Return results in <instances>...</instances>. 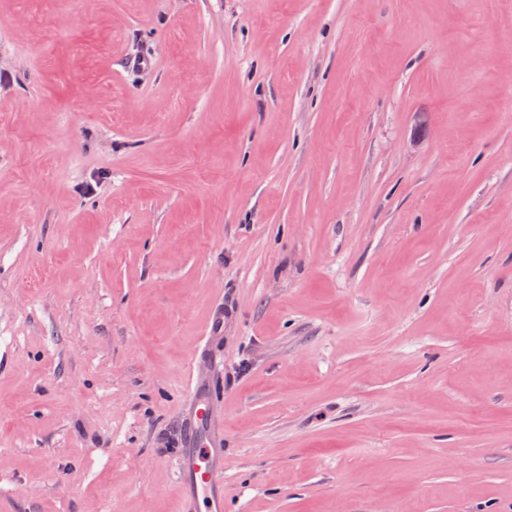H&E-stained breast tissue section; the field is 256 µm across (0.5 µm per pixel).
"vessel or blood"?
Segmentation results:
<instances>
[{"mask_svg": "<svg viewBox=\"0 0 512 512\" xmlns=\"http://www.w3.org/2000/svg\"><path fill=\"white\" fill-rule=\"evenodd\" d=\"M206 382V375L192 371L185 390L189 417L182 433V449L176 457L184 512L224 510V463L213 453L219 415Z\"/></svg>", "mask_w": 512, "mask_h": 512, "instance_id": "b4317fda", "label": "vessel or blood"}]
</instances>
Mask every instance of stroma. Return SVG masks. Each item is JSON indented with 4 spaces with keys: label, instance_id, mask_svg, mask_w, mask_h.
I'll list each match as a JSON object with an SVG mask.
<instances>
[{
    "label": "stroma",
    "instance_id": "obj_1",
    "mask_svg": "<svg viewBox=\"0 0 512 512\" xmlns=\"http://www.w3.org/2000/svg\"><path fill=\"white\" fill-rule=\"evenodd\" d=\"M0 71V512H179L219 308L224 512H512V0H0Z\"/></svg>",
    "mask_w": 512,
    "mask_h": 512
}]
</instances>
